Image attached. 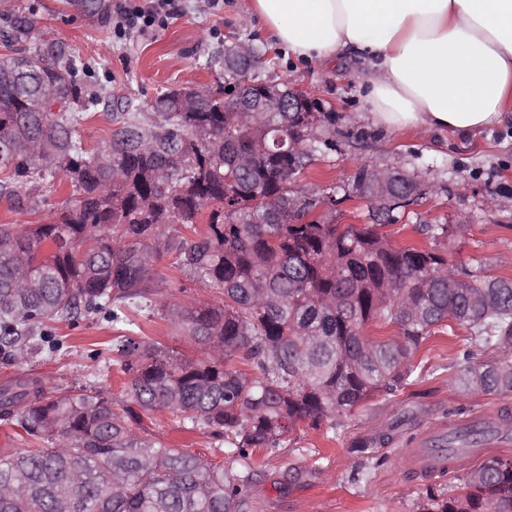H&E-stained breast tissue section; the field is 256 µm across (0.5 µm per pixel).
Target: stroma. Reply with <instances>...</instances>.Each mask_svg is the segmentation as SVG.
<instances>
[{"instance_id":"1","label":"stroma","mask_w":512,"mask_h":512,"mask_svg":"<svg viewBox=\"0 0 512 512\" xmlns=\"http://www.w3.org/2000/svg\"><path fill=\"white\" fill-rule=\"evenodd\" d=\"M114 2L105 0L100 10L90 12L75 0H0V33L8 28L4 13L28 17L34 22L30 53L59 42L86 66L81 80L98 99L77 127L86 148L107 141L114 102L154 122L153 105L161 91L216 84L224 78L225 47L249 45L264 52L256 76L307 90L336 114L335 147L318 153L301 184L347 188L365 163L410 175L433 192L391 226L394 239L422 244L426 238L415 232V225L453 224L457 231L448 238L452 263L471 270L482 265L493 275L512 277V109L502 113L498 124L468 134L396 132L365 118L362 84L368 68L356 53L329 66L292 63L250 14L247 0H180V13L164 26L130 35L115 28ZM30 189L38 209L17 212L0 199V224L51 222L69 195L40 180ZM159 268L168 274L159 302L194 306L216 301L215 290L169 270L167 263ZM54 333L63 342L55 355L35 351L21 364L1 358L0 382L27 374L41 378L50 392L84 385L124 394L130 378L112 362L118 331L103 315L82 314L57 325ZM464 347L463 330L440 327L415 353L414 379L395 397H377L345 417L335 438L306 427L280 454H255L251 512H416L427 487L450 490L451 482L428 481L404 468L406 451L420 432L475 413L512 409V395L459 391L456 377ZM147 425L171 447L240 469L217 439L181 427L168 412L153 413ZM357 442L366 443L365 452H353Z\"/></svg>"}]
</instances>
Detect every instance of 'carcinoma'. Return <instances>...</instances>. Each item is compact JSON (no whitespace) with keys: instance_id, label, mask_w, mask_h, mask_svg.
Here are the masks:
<instances>
[{"instance_id":"obj_1","label":"carcinoma","mask_w":512,"mask_h":512,"mask_svg":"<svg viewBox=\"0 0 512 512\" xmlns=\"http://www.w3.org/2000/svg\"><path fill=\"white\" fill-rule=\"evenodd\" d=\"M30 29L12 19L4 38L21 47ZM27 61L0 59V199L32 210L29 184L58 173L72 194L51 224H0V355L53 353L48 322L103 313L125 331L113 362L131 382L121 400L85 386L50 395L29 376L0 387V419L27 439L0 456V512H248L257 451L285 447L305 423L334 435L375 393L394 395L449 319L495 352L474 363L462 350L464 392L512 394V278L449 263L455 225H419L430 247L383 232L429 188L397 171L379 190L365 164L343 198L365 201L370 223L338 224L336 188L296 184L335 113L238 112L221 83L172 89L154 103L161 124L124 113L88 149L76 126L96 99L73 60L61 47L34 59L57 86L56 111L41 108L38 84L19 86ZM290 138L300 143L291 161ZM296 194L318 213L272 223ZM164 256L222 294L214 306H161L173 331L203 345L200 357L139 336L131 304L151 311ZM372 323L397 335L368 336ZM161 410L209 431L244 470L168 446L143 423ZM421 512H512V457L487 459L451 495L426 490Z\"/></svg>"}]
</instances>
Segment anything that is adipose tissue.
<instances>
[{
    "mask_svg": "<svg viewBox=\"0 0 512 512\" xmlns=\"http://www.w3.org/2000/svg\"><path fill=\"white\" fill-rule=\"evenodd\" d=\"M301 63L371 65L376 125L466 134L512 108V0H250Z\"/></svg>",
    "mask_w": 512,
    "mask_h": 512,
    "instance_id": "1",
    "label": "adipose tissue"
}]
</instances>
